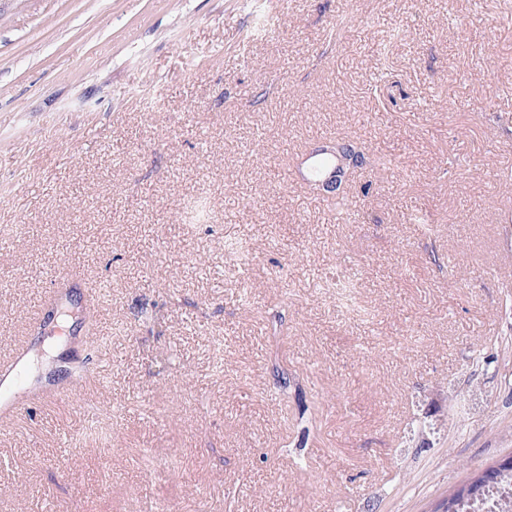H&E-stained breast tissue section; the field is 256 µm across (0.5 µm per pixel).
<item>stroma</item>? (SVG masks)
<instances>
[{
	"label": "stroma",
	"mask_w": 512,
	"mask_h": 512,
	"mask_svg": "<svg viewBox=\"0 0 512 512\" xmlns=\"http://www.w3.org/2000/svg\"><path fill=\"white\" fill-rule=\"evenodd\" d=\"M507 172L512 0H0V512H436L512 455ZM59 273L109 353L46 349ZM327 151V146L325 145H321V146H318L314 149H312L311 152H309V155L306 157L305 161H303L301 164H305V163H309L312 164V163H315L316 161H318L320 158L322 157H328L331 159L332 161V167L330 168L331 170L329 171V169L326 171V173L319 177V178H316V179H308L307 180L309 181V187L311 188V190L313 192H316V189H317V186L315 184L316 181L322 179L325 175H327L328 171H329V174L338 168V165H339V162L341 161V158H344L345 155L342 153V151L340 150H337L336 148V153H328L326 152ZM337 162V163H336ZM339 173H336L335 172H332L324 181V186L325 188H333L335 187V184H336V179H337V176H338ZM326 177V176H325Z\"/></svg>",
	"instance_id": "1"
}]
</instances>
